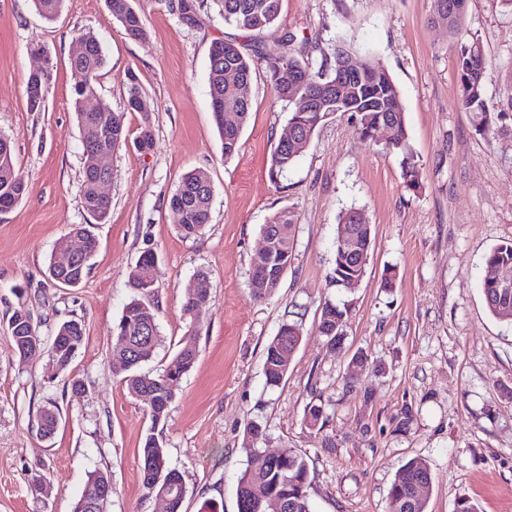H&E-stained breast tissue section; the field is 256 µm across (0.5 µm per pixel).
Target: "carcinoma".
Segmentation results:
<instances>
[{"mask_svg": "<svg viewBox=\"0 0 512 512\" xmlns=\"http://www.w3.org/2000/svg\"><path fill=\"white\" fill-rule=\"evenodd\" d=\"M281 0H222L224 23L251 34L255 38L252 53L243 52L236 44L216 40L209 48V89L211 99L224 98V113L232 120L217 125L224 156H234L240 147V139L252 109L251 99L234 86L224 84V72L233 70L241 79V85L252 83L256 71L263 70L270 83L274 100L289 109L288 123L299 122L305 144H310L317 129L325 123L327 113L308 110L298 105L297 100L305 97L315 99L336 83L343 62L353 51L343 46L334 49L331 56L318 69H313L304 59L302 48L296 43V36L290 32L278 33L276 29L280 15ZM63 0H33L36 12L46 21L52 22L61 11ZM112 18L121 24L127 36L141 39L146 29L134 0H107ZM449 22L448 36L455 42V70L459 83L458 106L471 116L476 135L488 139L498 135L503 126V113L489 107L484 97L486 77H479L468 68L472 54L483 51L479 39L469 34L466 13L453 20L440 15ZM279 34L277 49L267 51L262 46L269 35ZM86 44V51L71 66L91 74V81L83 86L73 85L76 118L81 132L84 165L82 169L81 193L83 209L98 224L109 217L112 200L104 199L97 193L93 155L95 150L104 149L110 153L127 142V129L122 115L112 111L106 104H100L98 111L87 112L82 100L97 97L96 78L105 67L106 58L100 41L92 31L78 33ZM362 83L355 86L348 111L355 117L361 137L373 138V131L381 124L393 128V139L386 143L387 149L401 156L402 178L406 188L413 192L422 189L420 164L407 133L405 111L399 88L389 72L380 63L364 61ZM297 69L308 76L303 86H288L277 78L279 71ZM51 71L42 75L40 82L27 81L25 94L27 107L32 112L45 109L46 95L39 88H49ZM126 109L130 112L148 114L151 102L141 87L133 82L127 89ZM299 152L283 142H277L270 157L269 176L277 180L294 164ZM15 155L10 140L0 136V207L15 208L26 195V186L14 174ZM213 187L209 175L202 170L184 174L177 189L169 199L168 206L175 215L176 223L183 237L201 233L210 216ZM363 218L361 211L349 208L339 216L336 236L351 229L357 234L360 257L350 258L340 248H335L333 281L338 286L361 282L373 243L372 228L368 223L359 224L354 218ZM294 212L278 210L271 214L260 233L272 240V248L264 257L254 256L250 261L251 293L255 299H264L276 292L265 288L258 279L260 265L274 269H285L293 257ZM157 259L153 251L147 250L138 259L129 273V286L133 296L125 305L122 315L115 324V333L125 332L117 337L112 349V359L118 361V372L123 374L122 383L128 393L140 397L153 394V405L149 407L152 426L140 448V471L142 485L151 494H163L166 512H182L185 499V483L180 470L169 465L165 445L156 426L168 418V413L183 376L193 366L199 349L196 336L202 329L210 289L197 288L185 293L183 312L190 321V334L182 342L174 365L161 372H144L142 368L155 356L162 343L156 301L154 267ZM512 269V241L496 247L485 262L482 290L489 310L497 317L512 323V288H501L498 281L500 270ZM345 309L332 301L322 305L319 335L335 347L341 344ZM29 312L16 309L8 320V329L15 345H38L48 348L53 357L54 374L67 372L83 345L84 329L77 320L66 321L54 331L50 341H45L37 325L31 323ZM303 337L301 321L288 320L282 323L276 336L266 345L263 370L266 384L270 387L281 385L288 372V364L282 358V349L288 348L293 354ZM59 410L50 406L40 411L37 419L40 433L47 437L54 434L58 424ZM267 442L265 428L257 422H250L244 430L242 449L246 453L247 466L238 479V512H257L260 501L274 497L282 501L284 512H311L309 489L311 476L305 458L292 448H285L275 456L264 452L262 445ZM418 478L431 479L427 465L419 459H411L396 473L389 491L388 512H426V500L415 498L413 482Z\"/></svg>", "mask_w": 512, "mask_h": 512, "instance_id": "1", "label": "carcinoma"}]
</instances>
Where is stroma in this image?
Segmentation results:
<instances>
[{
    "mask_svg": "<svg viewBox=\"0 0 512 512\" xmlns=\"http://www.w3.org/2000/svg\"><path fill=\"white\" fill-rule=\"evenodd\" d=\"M147 35L129 38L105 0H64L54 22L32 0H0V135L11 140L23 201L0 214V512H72L90 471L116 488L106 512H162L143 487L139 448L150 429L186 483L183 512L204 501L238 512L246 467L247 422L269 434L268 452L306 458L313 512H387L397 470L428 466L426 512H454L458 499L478 512H512V323L488 309L480 280L486 257L512 241V7L468 0L467 25L492 61L485 96L506 112V133L476 136L457 105L455 50L430 21L431 0H282L279 28L307 41L313 66L339 44L374 59L398 86L407 132L421 165L420 192L409 191L385 133L363 140L349 113L332 115L279 180L269 159L288 127L264 76L254 79L252 112L237 154L225 157L211 110L208 50L216 39L251 50L249 35L226 25L220 0H197L186 22L177 0H137ZM100 40L107 63L100 101L125 112L130 137L150 126L153 146H124L105 157L112 170L107 223L80 288L48 277L56 241L84 224L83 147L72 101L70 58L79 30ZM45 47L52 70L46 108L29 111L25 86ZM152 112H126L130 78ZM208 173L213 198L202 234L182 237L168 207L181 176ZM361 210L375 238L365 275L353 288L333 281L341 211ZM280 209L295 212L294 259L270 298L250 293V259L260 227ZM155 267L164 338L149 370L173 361L188 331L182 304L198 271L210 275L200 353L184 375L166 422L152 426L146 401L132 397L112 364V328L133 291L129 272L143 251ZM396 278L386 288L387 269ZM347 300L339 348L318 332L328 300ZM30 311L42 336L75 319L84 342L68 373L49 378L48 352L20 358L8 331L16 308ZM303 339L279 387L265 385L264 351L289 313ZM367 363L356 368L355 354ZM83 388L72 393L70 379ZM323 407L309 428L310 405ZM60 411L41 437L43 407ZM54 490L37 499L33 472Z\"/></svg>",
    "mask_w": 512,
    "mask_h": 512,
    "instance_id": "35a3bbf8",
    "label": "stroma"
}]
</instances>
